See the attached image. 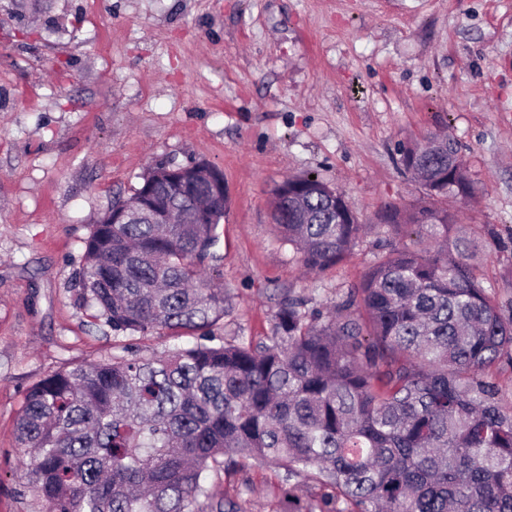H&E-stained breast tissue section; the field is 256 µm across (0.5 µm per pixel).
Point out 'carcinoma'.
<instances>
[{
	"label": "carcinoma",
	"mask_w": 512,
	"mask_h": 512,
	"mask_svg": "<svg viewBox=\"0 0 512 512\" xmlns=\"http://www.w3.org/2000/svg\"><path fill=\"white\" fill-rule=\"evenodd\" d=\"M422 196L388 203L383 220L415 235L393 245L321 313L286 293L257 342L211 343L232 307L205 275L221 242L224 200L205 186L174 189L160 164L142 175L175 210L173 224L109 223L85 242L80 298L112 330L198 342L162 356H127L54 372L25 394L16 426L26 478L44 512H243L201 480L249 457L300 475L323 493L288 487L281 512H512V314L485 284L474 240L448 199L478 188L457 142L431 134L401 149ZM210 223L186 224L200 206ZM274 226L309 272L340 263L359 241L344 196L308 175L271 200Z\"/></svg>",
	"instance_id": "obj_1"
}]
</instances>
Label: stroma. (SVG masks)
<instances>
[{"label": "stroma", "instance_id": "1", "mask_svg": "<svg viewBox=\"0 0 512 512\" xmlns=\"http://www.w3.org/2000/svg\"><path fill=\"white\" fill-rule=\"evenodd\" d=\"M438 131L479 190L448 210L512 300V0H0V512H42L16 442L27 389L116 351L78 273L94 224L148 168L223 170L207 273L233 308L214 334L257 340L283 293L323 312L358 287L392 239L381 208L420 196L399 146ZM305 174L369 226L311 274L270 217L275 187ZM282 476L243 459L207 485L276 512Z\"/></svg>", "mask_w": 512, "mask_h": 512}]
</instances>
